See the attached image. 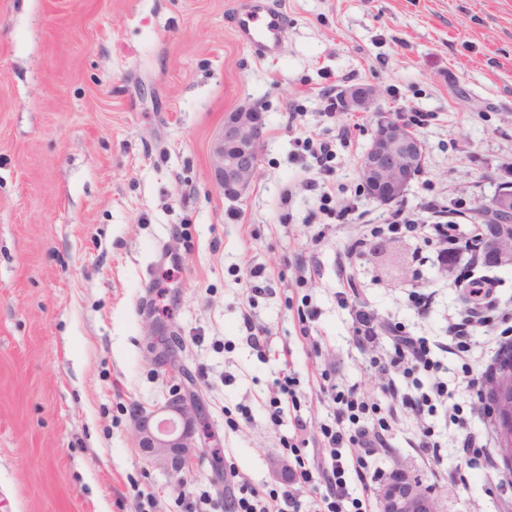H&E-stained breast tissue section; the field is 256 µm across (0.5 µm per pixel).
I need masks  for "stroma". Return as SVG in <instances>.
<instances>
[{"mask_svg": "<svg viewBox=\"0 0 512 512\" xmlns=\"http://www.w3.org/2000/svg\"><path fill=\"white\" fill-rule=\"evenodd\" d=\"M242 2L0 0V512H142L150 498L154 512H213L229 490L279 488L272 463L295 455L291 423L271 417L278 379L298 377L315 425L330 414L322 373L384 400L375 363L392 344L357 346L336 303L344 284L432 342L469 307L462 290L438 288L433 246L411 237L379 240L346 282L336 261L390 211L360 192L380 122L429 115L415 129L423 166L402 197L415 223L435 198L468 232L465 211L512 185V0H275L288 26L280 56L264 61L233 32ZM332 85L373 86L379 111L321 117ZM243 105L263 112L265 140L250 189L231 200L212 179L211 146ZM313 130L335 152L333 194L359 200L346 224L320 214L293 156ZM301 252L320 274L301 277ZM429 291L431 312L417 318L410 297ZM306 304L317 317L303 339L291 329ZM246 310L270 332L265 350L247 341ZM447 363L450 405L480 424L483 401L461 361ZM178 382L199 395L221 462L172 475L140 452L131 418ZM434 426L439 475L408 445L421 425L406 414L370 470L420 478L437 512H512L498 447L491 476L462 485L461 431L440 415Z\"/></svg>", "mask_w": 512, "mask_h": 512, "instance_id": "stroma-1", "label": "stroma"}]
</instances>
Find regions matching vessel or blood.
Returning <instances> with one entry per match:
<instances>
[{
	"label": "vessel or blood",
	"instance_id": "vessel-or-blood-1",
	"mask_svg": "<svg viewBox=\"0 0 512 512\" xmlns=\"http://www.w3.org/2000/svg\"><path fill=\"white\" fill-rule=\"evenodd\" d=\"M286 26L284 15L269 0H245L237 13V39L247 45L259 59L278 57Z\"/></svg>",
	"mask_w": 512,
	"mask_h": 512
}]
</instances>
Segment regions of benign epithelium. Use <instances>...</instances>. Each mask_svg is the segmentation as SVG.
<instances>
[{"mask_svg":"<svg viewBox=\"0 0 512 512\" xmlns=\"http://www.w3.org/2000/svg\"><path fill=\"white\" fill-rule=\"evenodd\" d=\"M350 106L362 112L376 108V90L354 86L345 90ZM265 138L263 113L243 106L224 120L211 147V174L216 185L230 198H239L250 187L259 166L260 148ZM423 143L408 124L389 120L378 131L365 153L360 169L363 191L382 202L398 199L421 163ZM494 224L512 228V191L485 214ZM504 243L512 244V233L503 229L486 242L489 256L497 259ZM512 389V360L489 382L488 394L499 399ZM133 431L138 448L150 461L170 472L182 471L200 454L205 411L196 401L173 389L161 406L133 414ZM382 512H435L432 489L401 474L382 489Z\"/></svg>","mask_w":512,"mask_h":512,"instance_id":"7a95c632","label":"benign epithelium"}]
</instances>
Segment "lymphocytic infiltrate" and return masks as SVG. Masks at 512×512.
Masks as SVG:
<instances>
[{"instance_id": "f902f5d3", "label": "lymphocytic infiltrate", "mask_w": 512, "mask_h": 512, "mask_svg": "<svg viewBox=\"0 0 512 512\" xmlns=\"http://www.w3.org/2000/svg\"><path fill=\"white\" fill-rule=\"evenodd\" d=\"M297 152L314 159L317 172L308 178L306 187L315 194L320 202L321 211L332 216L338 222H345L355 214L358 203L353 199L334 200L325 179L330 172L333 151L330 143L321 139L319 133L312 132L297 139ZM457 227L453 224H434L425 227L414 224L408 219L404 207H397L387 217L385 223L366 225L362 237L357 238L344 252L345 258L360 254L368 242L384 237L408 235L417 240H424L426 234H433L437 250L439 268L453 272L461 255H468L470 260H477L480 243L488 229L483 224H475L467 239H459ZM339 305L347 309L352 316L354 334L358 344L364 345L375 341L381 333H388L395 341L391 356L380 362L378 369L389 375L402 373L411 377L413 389L400 395L392 386H384L383 394L387 405H380L366 400L356 390H343L330 380H323L319 385L321 395L327 397L334 405L333 418L330 422L311 427L301 415H293L291 422L296 433H314L316 448L311 459H300L299 469L290 476L284 489L270 496L252 492L247 497H236L227 503L224 512H302L303 503L300 490L311 479H318L322 491L311 512H346L347 506H360L362 501L371 500L375 492L376 478L367 470L366 456L372 453L381 433L392 430L398 412L404 411L416 418L435 416L439 407L448 400V384L440 377V366L429 357V349L424 338L408 335L402 323L380 324L376 315L360 304L351 302L347 297H339ZM497 327L498 342L512 343V305H500L487 301L485 307H471L461 322L448 326V334L455 342L459 353L470 350L468 339L477 334H488L490 327ZM452 424L465 430L462 451L466 456V465L471 470H484L489 463L487 448L489 430L482 427H469L461 411H454L450 417ZM353 449L350 463H343L342 449ZM354 470L360 485L361 498H351L347 488L345 474Z\"/></svg>"}]
</instances>
